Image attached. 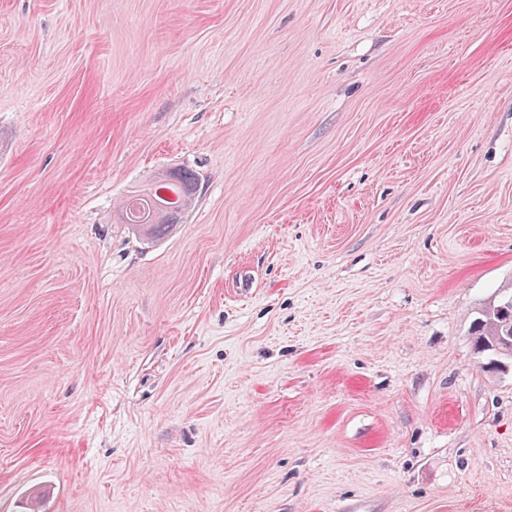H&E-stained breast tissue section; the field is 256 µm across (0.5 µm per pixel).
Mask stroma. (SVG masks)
I'll list each match as a JSON object with an SVG mask.
<instances>
[{"mask_svg":"<svg viewBox=\"0 0 512 512\" xmlns=\"http://www.w3.org/2000/svg\"><path fill=\"white\" fill-rule=\"evenodd\" d=\"M511 289L512 0H0V512H512ZM198 177L188 171L179 170L176 173L162 175L157 177L148 187L141 190L130 199L138 204L137 211L132 214L125 210L130 224H144L150 235L158 236L164 234L172 228L174 224H181L185 211L192 205L198 192ZM160 188H170L174 190L181 199L180 205H172L168 201L160 198L157 190ZM159 202L163 206H159ZM506 297L512 299V292L504 291L499 295L493 302H489L483 306L480 311L477 312V316L472 321V332L471 335L477 339L480 336L489 337L495 336L494 343L488 347L489 350H493L495 354H503L505 359L511 360L512 356V336H496L498 329L503 334L506 328L512 329V313L511 323L505 324L502 320V311L499 309L501 300Z\"/></svg>","mask_w":512,"mask_h":512,"instance_id":"obj_1","label":"stroma"}]
</instances>
